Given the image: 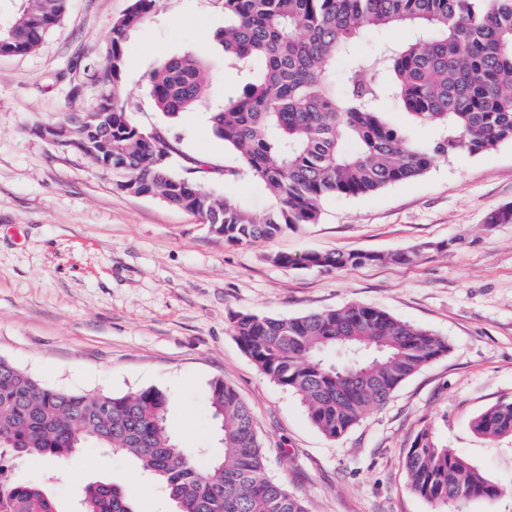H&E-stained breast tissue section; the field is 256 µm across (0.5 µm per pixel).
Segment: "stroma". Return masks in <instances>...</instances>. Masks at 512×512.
<instances>
[{
	"instance_id": "1",
	"label": "stroma",
	"mask_w": 512,
	"mask_h": 512,
	"mask_svg": "<svg viewBox=\"0 0 512 512\" xmlns=\"http://www.w3.org/2000/svg\"><path fill=\"white\" fill-rule=\"evenodd\" d=\"M130 5L69 0L44 46L0 56V358L54 388L165 391L169 433L204 464L217 445L208 392L224 380L255 417L267 476L308 512H441L411 490L404 467L424 427L502 490L459 512H512V436L489 442L471 428L484 410L512 402V224L487 223L512 205V142L437 161L365 195L327 199L317 223L271 240L226 244L198 217L117 190L111 173L37 133L65 111L90 106L93 89L71 97L67 74L101 58L113 21ZM223 27L222 0H156L125 39L120 96L138 126L175 145L182 175L202 177L214 193L259 211L268 203L264 188L225 182L230 153L209 122L238 88L216 37ZM179 56L200 60L209 83L200 101L168 118L155 107L148 75ZM458 236L466 247L431 251L409 265L317 271L270 260L275 253H391ZM351 302L426 328L449 351L333 440L312 425L295 393L243 352L233 318L298 316ZM1 464L11 483L47 488L58 512H74L81 488L101 480L121 484L134 512L174 509L155 476L103 448L79 449L64 462L28 455Z\"/></svg>"
}]
</instances>
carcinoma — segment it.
<instances>
[{
    "label": "carcinoma",
    "mask_w": 512,
    "mask_h": 512,
    "mask_svg": "<svg viewBox=\"0 0 512 512\" xmlns=\"http://www.w3.org/2000/svg\"><path fill=\"white\" fill-rule=\"evenodd\" d=\"M69 0H19L0 25V55L33 51L65 17ZM155 0H133L113 22L100 62L70 71L71 91L101 86L89 119L70 126L56 147L78 152L112 172L116 189L158 196L199 216L232 244L272 239L320 216L331 197H356L423 174L436 160L481 154L512 141V0H224L225 63L241 86L210 113L215 134L234 156L224 181L243 178L265 189L261 212L220 196L175 170L176 149L135 125L120 101L128 31ZM406 26L409 40L358 53L362 36ZM346 72L339 81L337 68ZM167 117L192 106L208 77L190 56L172 58L148 78ZM393 103L413 125L431 126L420 140L393 124ZM464 239L379 254H275L284 267L342 270L409 264L425 250L459 249ZM235 338L258 370L296 393L312 424L339 439L428 363L448 352L429 330L362 303L293 317L235 316ZM168 397L158 388L122 395L52 388L0 358V458L39 455L63 461L92 442L132 457L158 477L175 512H307L304 502L265 473L255 419L237 391L215 380L209 405L220 452L200 467L166 429ZM489 440L512 435V403L472 421ZM412 491L455 508L495 499L500 488L466 459L422 429L405 458ZM0 512H58L42 487L0 481ZM79 512H133L124 488L92 482Z\"/></svg>",
    "instance_id": "cac0c4a2"
}]
</instances>
